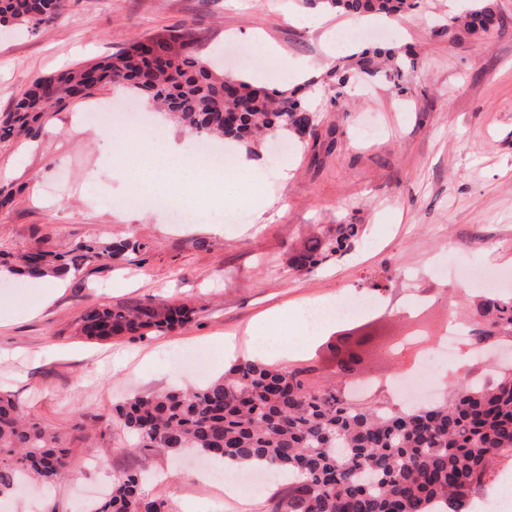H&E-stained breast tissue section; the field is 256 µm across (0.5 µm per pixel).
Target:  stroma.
<instances>
[{
	"label": "stroma",
	"instance_id": "stroma-1",
	"mask_svg": "<svg viewBox=\"0 0 512 512\" xmlns=\"http://www.w3.org/2000/svg\"><path fill=\"white\" fill-rule=\"evenodd\" d=\"M501 24L480 39L448 36V0H416L398 19H374L399 48L398 75L337 86L326 77L344 57L369 48L337 44L356 28L353 16L308 0H68L64 15L35 30L0 29V113L31 80L176 30L192 36L195 55L222 54L233 72L250 75L268 44L312 68L307 102L314 135L259 146L256 186H240L245 222L223 221L227 206L199 195L193 224L175 223L172 203L125 207L110 145L129 123L112 86L51 114L38 137L0 146V186L19 192L0 207V249L57 250L127 237L139 251L92 264L54 282L43 301L39 283L0 280V391L75 450L65 482L0 503V512H82L83 496L111 486L128 470L152 475V494L175 512H272L275 482L217 502L218 485L195 480L178 453L130 451L133 439L115 407L135 395L196 389L225 365L252 358L257 324L277 313L292 331L305 305L360 294L373 308L361 322L378 336L367 375L384 379L432 373L439 396L452 394L456 361L439 344L389 356L411 330L436 334L449 314H466L465 295L512 293V0H496ZM276 71L272 87L303 82ZM111 103L113 115L92 125L88 102ZM359 224L362 241L340 259L309 271L288 266L290 253L319 227ZM148 297L193 304L186 329L140 337L91 339L77 328L91 305H131ZM333 323L289 356L310 367V381L335 383L326 341ZM223 338L224 348L214 339Z\"/></svg>",
	"mask_w": 512,
	"mask_h": 512
}]
</instances>
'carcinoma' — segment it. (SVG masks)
<instances>
[{
	"instance_id": "cac0c4a2",
	"label": "carcinoma",
	"mask_w": 512,
	"mask_h": 512,
	"mask_svg": "<svg viewBox=\"0 0 512 512\" xmlns=\"http://www.w3.org/2000/svg\"><path fill=\"white\" fill-rule=\"evenodd\" d=\"M68 0H0V26L37 29L59 18ZM465 15L448 31L481 36L499 24L493 0H470ZM349 15L400 16L415 0H320ZM188 33L135 41L101 61L32 80L0 117V144L35 138L55 110L75 98L91 97L106 85L121 86L161 106L192 135L242 144L254 151L260 135L302 139L315 127L316 113L296 89L269 88L245 78L227 81L187 51ZM402 60L390 48L362 53L354 73L336 69L337 84L373 80L398 71ZM363 235L360 224H338L332 236H314L292 252L297 271L327 258L343 257ZM140 249L134 239L108 245L78 242L63 252L0 251V274L32 279L64 278L84 264ZM193 307L174 299L135 306H89L79 316L87 337L150 336L186 327ZM470 342L485 347L512 339V294L481 296L471 305ZM339 382L311 392L307 367L288 369L261 361L232 364L224 376L191 391L136 396L116 408L133 434V449L180 452L190 449L219 462L256 459L287 472L296 483L276 497L273 512H470L474 497L491 481L494 459L512 457V365L490 384L463 374L451 399L393 411L377 403L354 404L342 391L358 371L354 353L336 344ZM73 449L47 426L29 420L10 398L0 395V497L29 480L53 485L70 470ZM93 512H171L152 495L137 471L124 473Z\"/></svg>"
}]
</instances>
